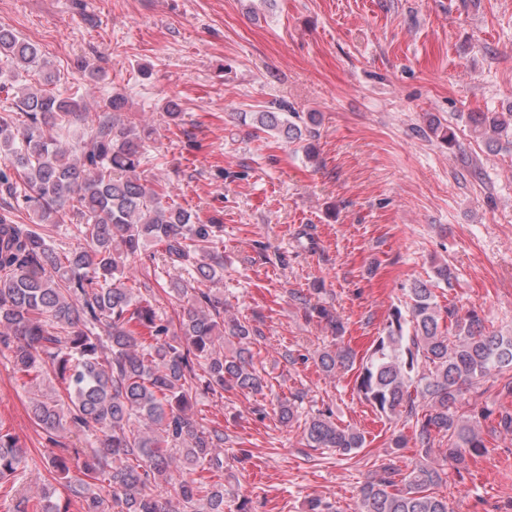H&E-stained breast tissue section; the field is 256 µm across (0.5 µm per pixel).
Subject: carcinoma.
Returning <instances> with one entry per match:
<instances>
[{
    "mask_svg": "<svg viewBox=\"0 0 512 512\" xmlns=\"http://www.w3.org/2000/svg\"><path fill=\"white\" fill-rule=\"evenodd\" d=\"M38 67L57 82L38 48L0 25L2 78ZM126 97L115 92L96 131L73 145L54 131L77 125L81 104L58 91L24 87L16 95L20 119L0 118V195L21 199L33 225L0 215V348L13 369L36 388L29 414L50 437L78 432L89 447H61L50 459L60 478L83 499L84 512H224V430L195 417L198 391L263 392L253 364L257 329L226 314L224 297L188 287L177 278L167 288L187 299L179 332L146 293L149 276L136 265L147 244L160 248L175 269L200 284L224 279V252L216 247L222 225L196 221L191 212L140 177L144 146L153 129L125 118ZM256 130L273 133L315 157L316 118L275 110L251 113ZM475 131L496 150L512 141L511 112H473ZM73 224L81 243L54 242ZM455 268L434 267L433 280L408 288L410 308L392 310L369 355L357 360L348 347L323 350L320 368L356 370V387L376 412L414 427L422 458L404 473L393 460L360 489V512H448L436 488L444 472L429 460L441 454L458 466L487 451L481 422L461 411L463 389L496 376L497 396L512 397V335L490 330L475 310L460 314L438 304L434 286L453 287ZM339 338L343 323L324 306L314 308ZM66 398L41 391L47 374ZM280 423L298 420L290 399L275 408ZM306 446L350 456L364 447L360 431L319 413L304 421ZM75 456L78 474H70ZM25 462L24 448L0 423V484ZM210 473L205 479L198 470ZM13 512H64L49 491L21 495Z\"/></svg>",
    "mask_w": 512,
    "mask_h": 512,
    "instance_id": "cac0c4a2",
    "label": "carcinoma"
}]
</instances>
